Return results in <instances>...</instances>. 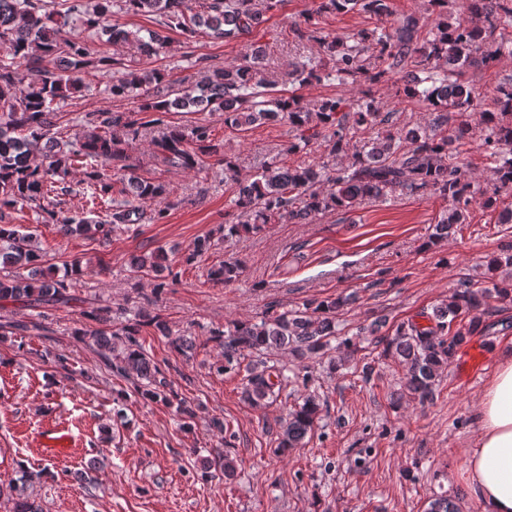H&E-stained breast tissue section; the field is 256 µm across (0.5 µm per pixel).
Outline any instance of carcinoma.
Wrapping results in <instances>:
<instances>
[{
    "instance_id": "carcinoma-1",
    "label": "carcinoma",
    "mask_w": 512,
    "mask_h": 512,
    "mask_svg": "<svg viewBox=\"0 0 512 512\" xmlns=\"http://www.w3.org/2000/svg\"><path fill=\"white\" fill-rule=\"evenodd\" d=\"M282 0H61L63 22L54 18L45 0H0V267L10 273L0 276V301L19 302L36 312L38 320L11 325L19 334L43 328L47 311L67 307L73 300L66 278L82 272L73 263L60 278L42 268L43 255L34 234L19 224L3 223V209L34 207L48 215L63 237L86 235L108 239L120 225L138 224L140 204L158 202L152 220L167 217L165 183L137 175L129 164V145L160 119L143 120L142 113L214 112L224 113V123L246 131L262 121H283L293 132L286 153L295 154L315 145H325L336 159L330 165L319 162L286 165L279 157L265 162L253 179H240L234 161L214 142L210 125L198 122L189 128H165L155 146L164 165L202 171L211 162L224 164V178L234 184L236 221L218 227L225 240L242 234H256L268 224L288 221L298 224L321 213L347 210L365 198L378 199L400 190L409 194L429 192L448 200V211L439 219L430 244L435 246L465 223L469 206L476 200L477 187L460 161L470 135L468 117L476 109L481 92L463 79L474 65L496 64L501 48L491 49L490 39L500 26L512 25V0H469V19L448 21V0H429L436 9L437 22L428 37L418 40L417 22L408 19L398 26L359 30L351 36L305 34L295 27L298 38L309 36L320 45L331 63L326 70L304 61L292 71L293 81L304 85L312 80H336L342 84L377 85L394 70L411 68L424 77L411 76L395 93L417 98L428 106L431 119L423 125L396 128L390 113L383 111L376 92L367 90L359 100L343 96L305 103L295 93L274 90L276 81L265 76L264 58L251 47L236 65L216 67L209 58L195 57L191 67L197 76L169 78L159 69L144 70L110 58L124 70V77L112 84V96L133 97L137 107L127 112H92L85 116L86 132L76 141H61L57 127L62 118L60 103L78 89L74 73L94 61L83 47L62 34V25L72 24L99 31L114 43L131 41L143 56L156 55L167 45V29H178L191 37L205 29L216 39H238L250 34L277 10ZM128 12L153 18L159 29L147 35L131 36L108 25L114 4ZM362 10L380 19L391 15L389 0H319L318 13ZM459 117L453 128L448 123ZM484 134L481 146L496 158L490 183L494 189L512 188V83L494 90L493 109L479 115ZM371 129L376 136L361 146L353 143L354 131ZM111 165L120 172L112 176L99 165ZM82 169L86 183L93 187L89 205L96 208L110 198L98 220L85 216H60L54 207L68 192L66 180ZM135 274H154L164 279L172 273L168 256L162 251L135 256ZM495 273L512 270V251L486 260ZM242 267L225 261L212 266L209 280L214 284L235 281ZM496 297L512 301V273L479 288L470 279L459 280L432 313H421L422 321L398 325L387 338L384 356L407 367L405 390L421 402L433 397L436 382L448 368L458 349L473 336H486L482 312L486 301ZM347 298L338 296L316 303L307 302L294 312L268 313L260 321L236 322L222 333L224 363L219 371L240 365L247 353L269 347H284L298 355L316 354L324 339L335 334L336 313ZM87 318L95 323L78 334L88 338L106 368L138 381L136 391L151 401H167L168 383L158 377L157 365L136 340L139 323L120 332L112 331L109 310L96 307ZM288 383L286 368L260 361L246 367L242 394L248 403L264 406L276 390ZM320 403L308 396L282 424L278 447L300 448L319 418ZM234 476L233 459L218 456L206 461L204 469ZM0 487V497L5 495ZM13 512H41L30 500L25 487L13 486L7 493ZM460 497L437 496L429 500L426 512H461Z\"/></svg>"
}]
</instances>
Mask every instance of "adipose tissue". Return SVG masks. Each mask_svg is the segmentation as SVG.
<instances>
[{
    "instance_id": "adipose-tissue-1",
    "label": "adipose tissue",
    "mask_w": 512,
    "mask_h": 512,
    "mask_svg": "<svg viewBox=\"0 0 512 512\" xmlns=\"http://www.w3.org/2000/svg\"><path fill=\"white\" fill-rule=\"evenodd\" d=\"M475 446L462 473L483 512H512V354L499 356L477 405Z\"/></svg>"
}]
</instances>
